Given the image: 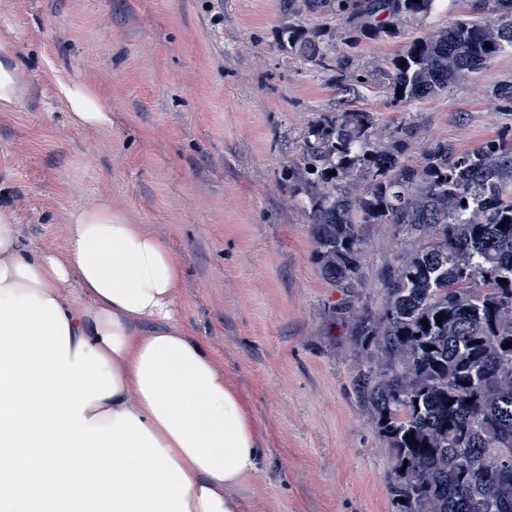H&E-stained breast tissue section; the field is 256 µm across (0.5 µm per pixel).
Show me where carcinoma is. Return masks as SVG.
<instances>
[{
  "instance_id": "1",
  "label": "carcinoma",
  "mask_w": 512,
  "mask_h": 512,
  "mask_svg": "<svg viewBox=\"0 0 512 512\" xmlns=\"http://www.w3.org/2000/svg\"><path fill=\"white\" fill-rule=\"evenodd\" d=\"M283 3L282 47L347 70L353 55L309 33L304 17L391 34L424 23L440 0ZM507 49L512 0H470L468 14L426 29L374 75L411 104ZM418 134L412 120L384 134L370 112L325 114L301 135L291 188L333 285L360 270L358 225L391 224L412 241L382 267L379 305L349 324L352 390L388 449L398 512H512V347L503 348L512 342V141L466 153L437 142L412 163L406 149Z\"/></svg>"
}]
</instances>
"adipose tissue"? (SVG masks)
I'll return each instance as SVG.
<instances>
[{"instance_id":"ef3b65f1","label":"adipose tissue","mask_w":512,"mask_h":512,"mask_svg":"<svg viewBox=\"0 0 512 512\" xmlns=\"http://www.w3.org/2000/svg\"><path fill=\"white\" fill-rule=\"evenodd\" d=\"M56 84L75 123L111 126ZM72 220L64 254L30 251L0 208V512H245L256 424L177 322L180 258L109 204Z\"/></svg>"}]
</instances>
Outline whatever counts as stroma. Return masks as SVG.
Returning a JSON list of instances; mask_svg holds the SVG:
<instances>
[{"instance_id":"35a3bbf8","label":"stroma","mask_w":512,"mask_h":512,"mask_svg":"<svg viewBox=\"0 0 512 512\" xmlns=\"http://www.w3.org/2000/svg\"><path fill=\"white\" fill-rule=\"evenodd\" d=\"M287 21L281 0H0L18 76L17 100L0 102V206L28 249L65 252L73 210L107 202L182 257L181 325L256 422L262 468L239 490L248 512H396L388 451L350 389L351 317L330 311L377 304L400 240L392 225H360L357 278L329 284L287 167L311 123L352 109L386 131L414 118V161L431 143L463 153L512 140L497 95L512 85V51L404 106L379 80L288 53ZM305 26L352 43L363 74L421 34L365 37L314 15ZM63 73L111 110V128L70 121Z\"/></svg>"}]
</instances>
